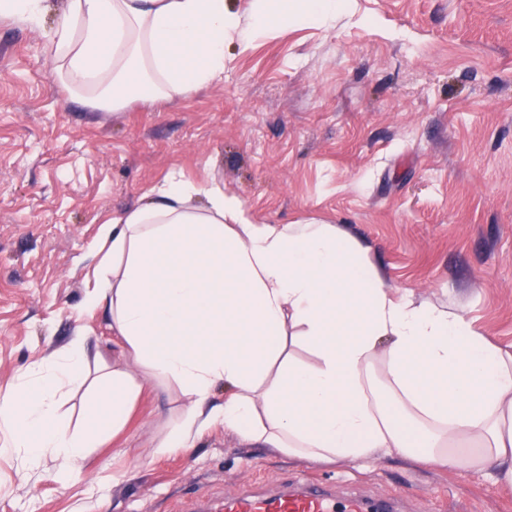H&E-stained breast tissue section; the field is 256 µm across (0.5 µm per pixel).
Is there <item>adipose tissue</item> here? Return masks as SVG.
<instances>
[{
	"label": "adipose tissue",
	"instance_id": "ef3b65f1",
	"mask_svg": "<svg viewBox=\"0 0 512 512\" xmlns=\"http://www.w3.org/2000/svg\"><path fill=\"white\" fill-rule=\"evenodd\" d=\"M348 0H66L48 42L54 76L95 110L163 101L224 75V42L302 19L328 24ZM85 307L189 403L159 453L214 426L312 462L398 452L443 467L498 464L512 481V354L461 314L398 294L334 225L255 224L238 196L169 176L100 225ZM305 348L309 360L298 359ZM223 402H215L216 389ZM93 401L81 426L61 402ZM139 386L90 372L82 341L19 374L0 398V455L67 482L126 420Z\"/></svg>",
	"mask_w": 512,
	"mask_h": 512
}]
</instances>
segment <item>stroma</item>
<instances>
[{
    "instance_id": "1",
    "label": "stroma",
    "mask_w": 512,
    "mask_h": 512,
    "mask_svg": "<svg viewBox=\"0 0 512 512\" xmlns=\"http://www.w3.org/2000/svg\"><path fill=\"white\" fill-rule=\"evenodd\" d=\"M55 22H0V397L77 339L139 391L78 481L0 455V512H188L309 478L399 512H512L492 467L312 463L220 426L157 454L186 396L84 309L100 224L175 173L219 184L257 224L336 225L392 286L512 352V0H349L326 26L226 39L223 79L120 112L55 83Z\"/></svg>"
}]
</instances>
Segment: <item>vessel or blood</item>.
Listing matches in <instances>:
<instances>
[{"mask_svg": "<svg viewBox=\"0 0 512 512\" xmlns=\"http://www.w3.org/2000/svg\"><path fill=\"white\" fill-rule=\"evenodd\" d=\"M211 512H377L360 497L336 499L326 485L309 480L276 494L239 492L210 503Z\"/></svg>", "mask_w": 512, "mask_h": 512, "instance_id": "obj_1", "label": "vessel or blood"}]
</instances>
